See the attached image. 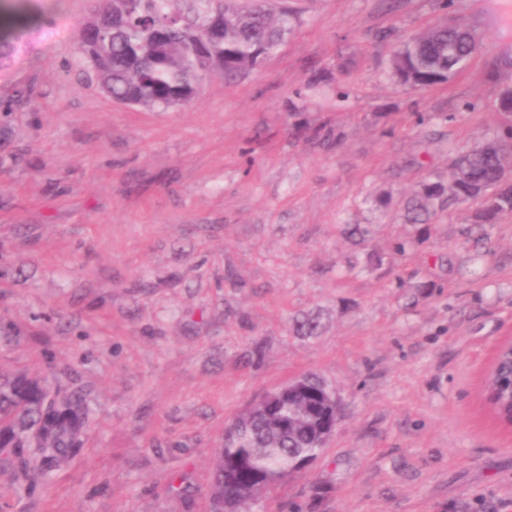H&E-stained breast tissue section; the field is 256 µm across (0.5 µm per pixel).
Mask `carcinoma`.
<instances>
[{"label":"carcinoma","mask_w":512,"mask_h":512,"mask_svg":"<svg viewBox=\"0 0 512 512\" xmlns=\"http://www.w3.org/2000/svg\"><path fill=\"white\" fill-rule=\"evenodd\" d=\"M293 14L270 0L251 6L236 0H100L94 17L76 40L87 74L116 102L149 109L182 107L198 93L204 73L231 78L261 65L283 42ZM479 50L476 31L463 18L448 16L410 36L396 52L393 74L415 88L445 83L464 71ZM512 124L491 134L482 146L461 150L447 181L433 180L408 199L402 220L427 226L438 213L467 201L480 208L472 220L476 240L487 228L512 215ZM315 315L294 320L298 336H315ZM307 391L296 407L320 416L329 409L323 380L306 375ZM499 413L512 414V377L493 373ZM89 427L88 407L76 392H63L46 378L0 372V469L10 474L16 493L48 481L81 447ZM325 444L307 427L275 434L254 415H240L224 434L211 481V497L233 512H249L248 489H267L288 479L298 459L318 456Z\"/></svg>","instance_id":"1"}]
</instances>
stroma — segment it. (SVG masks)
<instances>
[{
  "label": "stroma",
  "instance_id": "1",
  "mask_svg": "<svg viewBox=\"0 0 512 512\" xmlns=\"http://www.w3.org/2000/svg\"><path fill=\"white\" fill-rule=\"evenodd\" d=\"M288 6L262 65L168 111L86 77L76 33L97 0L7 19L23 37L0 70V369L54 371L91 409L48 483L18 495L0 473L8 512H209L226 427L307 373L335 391L336 431L250 512H512V435L480 402L512 338V217L481 257L469 205L399 220L504 122L487 71L512 52V0H459L481 48L425 89L388 68L439 0ZM302 313L318 335L293 332Z\"/></svg>",
  "mask_w": 512,
  "mask_h": 512
}]
</instances>
